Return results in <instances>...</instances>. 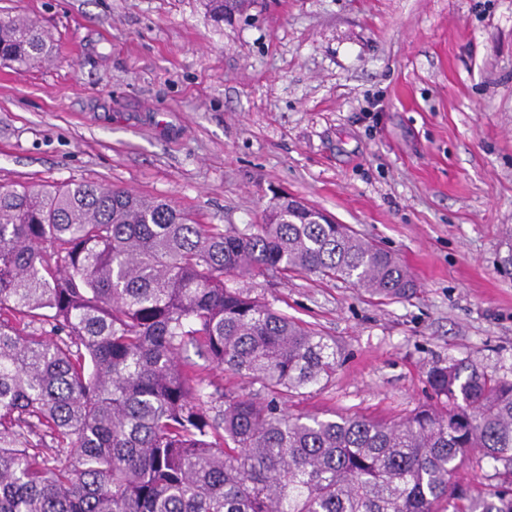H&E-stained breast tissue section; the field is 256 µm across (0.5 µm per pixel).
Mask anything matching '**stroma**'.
Returning <instances> with one entry per match:
<instances>
[{
	"instance_id": "obj_1",
	"label": "stroma",
	"mask_w": 512,
	"mask_h": 512,
	"mask_svg": "<svg viewBox=\"0 0 512 512\" xmlns=\"http://www.w3.org/2000/svg\"><path fill=\"white\" fill-rule=\"evenodd\" d=\"M206 3L0 0L53 39L0 61V185L114 184L240 228L288 195L393 251L404 299L251 283L336 342L290 414L402 421L436 363L512 379V0H249L221 21Z\"/></svg>"
}]
</instances>
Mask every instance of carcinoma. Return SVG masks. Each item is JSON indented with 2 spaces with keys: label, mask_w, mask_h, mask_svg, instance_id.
Wrapping results in <instances>:
<instances>
[{
  "label": "carcinoma",
  "mask_w": 512,
  "mask_h": 512,
  "mask_svg": "<svg viewBox=\"0 0 512 512\" xmlns=\"http://www.w3.org/2000/svg\"><path fill=\"white\" fill-rule=\"evenodd\" d=\"M240 2L208 0L220 19ZM50 40L0 17L1 60ZM270 272L416 288L286 196L240 230L112 185L1 186L0 512H512V380L436 363L440 406L402 422L292 417L281 400L332 378L336 343L228 285ZM191 348L259 388L225 393ZM471 458L494 489L453 483Z\"/></svg>",
  "instance_id": "obj_1"
}]
</instances>
